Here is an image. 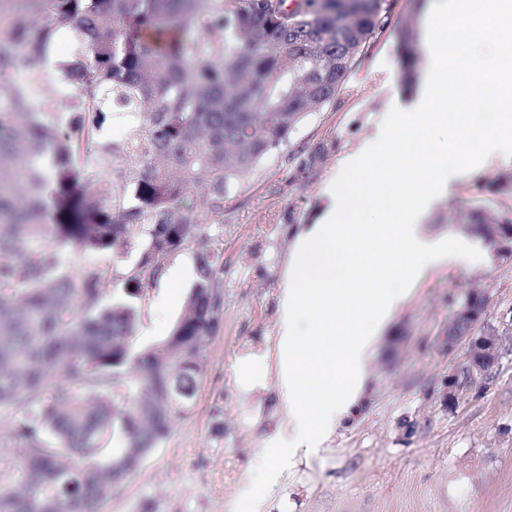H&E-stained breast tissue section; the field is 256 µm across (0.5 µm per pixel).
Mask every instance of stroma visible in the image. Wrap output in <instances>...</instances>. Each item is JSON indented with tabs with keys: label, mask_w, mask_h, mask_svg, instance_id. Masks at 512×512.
Listing matches in <instances>:
<instances>
[{
	"label": "stroma",
	"mask_w": 512,
	"mask_h": 512,
	"mask_svg": "<svg viewBox=\"0 0 512 512\" xmlns=\"http://www.w3.org/2000/svg\"><path fill=\"white\" fill-rule=\"evenodd\" d=\"M383 31L349 76L336 106L309 115L293 143L262 160L243 177L212 225L224 258V312L207 339L200 385L170 436L149 452L125 482L112 489L100 512H512V256L491 254L488 265L463 260L431 272L397 310L369 362L370 400L350 423L338 427L310 456L284 466L270 481L257 455L280 422L274 387L243 394L234 365L240 355L266 346L276 334L278 295L294 230L315 223L340 161L369 143L398 100L412 98L418 82H406L400 30L422 29L429 0H388ZM330 143L308 170L292 153L296 144ZM512 172V159L478 164L437 199L422 222L434 237L480 242L471 227L452 224L450 212L484 202L512 218V194L491 190ZM196 242L170 255L165 269L179 272V286L165 291L155 278L134 297L128 280L138 251L92 256L67 254L77 276L88 267L107 269L103 303L130 298L137 312L131 352L158 345L173 328L196 280ZM476 289L487 299L485 320L501 336L493 372L448 403L444 379L456 363L448 352L449 295ZM21 413L0 406V489L17 486L21 449L14 437ZM259 485L253 506L241 490Z\"/></svg>",
	"instance_id": "35a3bbf8"
}]
</instances>
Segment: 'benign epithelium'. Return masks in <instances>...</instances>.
I'll return each instance as SVG.
<instances>
[{
  "instance_id": "1",
  "label": "benign epithelium",
  "mask_w": 512,
  "mask_h": 512,
  "mask_svg": "<svg viewBox=\"0 0 512 512\" xmlns=\"http://www.w3.org/2000/svg\"><path fill=\"white\" fill-rule=\"evenodd\" d=\"M465 351L456 365L448 372L445 384L448 387V404L458 402L461 371L467 372V381L472 383L480 376H487L501 356L500 336L493 326H485L478 336H463L448 342V353H454L459 344Z\"/></svg>"
}]
</instances>
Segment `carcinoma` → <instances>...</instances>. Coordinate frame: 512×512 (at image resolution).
I'll list each match as a JSON object with an SVG mask.
<instances>
[{"label": "carcinoma", "mask_w": 512, "mask_h": 512, "mask_svg": "<svg viewBox=\"0 0 512 512\" xmlns=\"http://www.w3.org/2000/svg\"><path fill=\"white\" fill-rule=\"evenodd\" d=\"M0 0V405L22 409L21 486L0 512H99L190 409L219 328L224 259L208 225L236 184L334 105L387 23L386 0ZM81 116L63 135L30 85L56 58ZM136 111L126 139L107 114ZM110 171L106 181L88 170ZM486 239L512 218L469 208ZM195 239L197 277L165 341L131 356L136 313L101 305L107 272L71 275L63 253L140 250L136 286ZM482 319L448 321L468 336ZM133 376L119 406L112 388ZM124 446L110 448L115 431ZM67 449L83 460L64 466Z\"/></svg>", "instance_id": "obj_1"}]
</instances>
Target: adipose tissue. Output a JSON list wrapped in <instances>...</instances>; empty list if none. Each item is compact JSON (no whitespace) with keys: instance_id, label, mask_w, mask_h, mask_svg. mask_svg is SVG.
<instances>
[{"instance_id":"ef3b65f1","label":"adipose tissue","mask_w":512,"mask_h":512,"mask_svg":"<svg viewBox=\"0 0 512 512\" xmlns=\"http://www.w3.org/2000/svg\"><path fill=\"white\" fill-rule=\"evenodd\" d=\"M478 13L502 42L495 55L468 51L472 32L465 20ZM423 41L422 101L392 113L375 144L346 158L330 191L331 205L294 238L275 347L251 353L235 367L244 393L274 383L290 429L262 449L266 469L315 453L357 413L367 397L372 350L413 282L452 258L482 262L467 241L452 245L429 236L419 219L435 194L450 187L442 162L449 145L460 153V172L467 154L512 149V0H441L427 19ZM463 64L487 73L482 91L500 106L493 129L470 130L450 108L448 73ZM383 150L395 159L403 189L417 190L414 206H403V190L363 191L362 178L382 172Z\"/></svg>"}]
</instances>
